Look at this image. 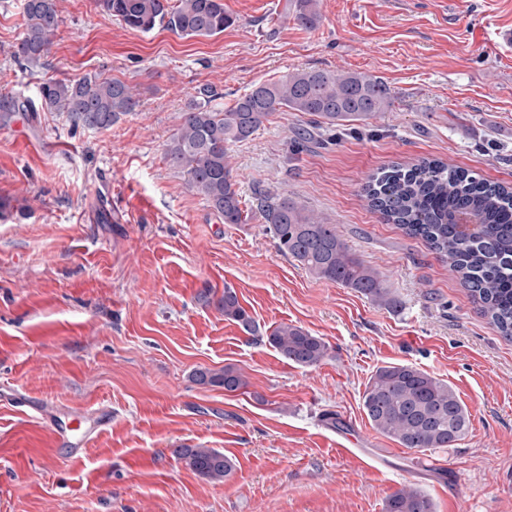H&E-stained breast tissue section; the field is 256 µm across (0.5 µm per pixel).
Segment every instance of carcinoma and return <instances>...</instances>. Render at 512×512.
Returning <instances> with one entry per match:
<instances>
[{
    "mask_svg": "<svg viewBox=\"0 0 512 512\" xmlns=\"http://www.w3.org/2000/svg\"><path fill=\"white\" fill-rule=\"evenodd\" d=\"M59 0H24V31L13 56L37 66L50 54L59 21ZM101 6L127 27L150 32L157 27L182 38L213 37L234 20L223 0H100ZM294 20L314 28L321 21L317 0H294ZM41 108L62 112L75 126L109 130L136 112L133 88L116 78L85 76L79 80H48L39 88ZM393 106V95L381 78L365 72L298 69L274 81L258 82L228 109L212 105L201 88L190 97L176 132L167 145L172 166L187 175L188 186L201 195L226 224H244L249 211L241 207L237 181L228 163L229 147L248 140L275 112L315 115L329 131L365 123ZM368 206L388 223L425 242L468 290L478 312L499 333L512 339V187L479 174L429 159L410 166L378 169L363 188ZM257 210L277 250L298 262L309 275L335 282L372 302L394 307L397 301L378 274L347 246L336 226L292 198L262 193ZM459 214L474 217L465 232ZM224 318L248 333L255 325L234 289L214 301ZM268 343L287 361L313 367L328 356L323 340L300 327L280 325ZM198 385L234 392L245 385L240 373L226 367L197 369ZM362 409L380 434L416 452L454 448L469 430L470 414L449 384L410 364L381 366L369 378ZM198 475L222 481L232 460L214 448H177ZM384 512H434L432 500L418 489L390 495Z\"/></svg>",
    "mask_w": 512,
    "mask_h": 512,
    "instance_id": "carcinoma-1",
    "label": "carcinoma"
}]
</instances>
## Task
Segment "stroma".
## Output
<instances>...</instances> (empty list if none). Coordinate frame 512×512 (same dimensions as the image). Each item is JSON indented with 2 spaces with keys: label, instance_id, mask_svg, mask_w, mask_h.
<instances>
[{
  "label": "stroma",
  "instance_id": "obj_1",
  "mask_svg": "<svg viewBox=\"0 0 512 512\" xmlns=\"http://www.w3.org/2000/svg\"><path fill=\"white\" fill-rule=\"evenodd\" d=\"M288 0H224L209 38L132 30L99 0H59L51 52L10 55L21 0H0V512H384L411 486L435 512H512V340L421 241L360 194L378 168L438 158L512 184V0H319L306 29ZM304 68L365 72L395 98L358 132L295 151L318 117L277 112L228 162L247 207L291 197L382 277L394 308L318 280L278 252L259 216L228 224L165 149L200 88L227 108L254 83ZM117 78L140 100L107 131L32 111L48 78ZM233 288L248 334L200 299ZM319 336V365L288 363L279 325ZM409 363L448 382L470 413L458 447L415 452L369 424L372 373ZM239 372L235 392L191 380ZM112 426L72 459L44 422ZM356 434L366 463L336 450ZM233 462L222 482L179 448Z\"/></svg>",
  "mask_w": 512,
  "mask_h": 512
}]
</instances>
